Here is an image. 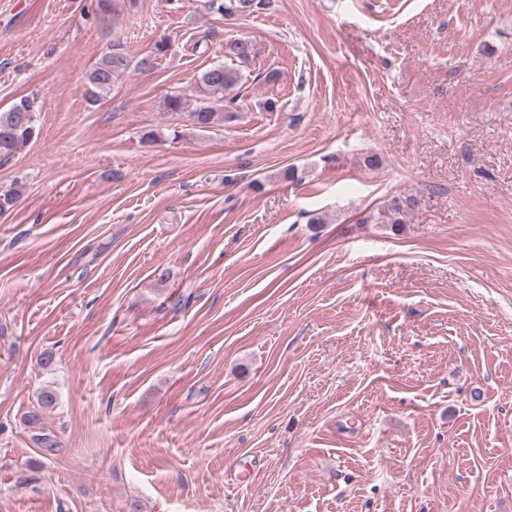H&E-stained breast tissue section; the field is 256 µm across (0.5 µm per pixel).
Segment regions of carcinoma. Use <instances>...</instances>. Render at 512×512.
Segmentation results:
<instances>
[{
    "label": "carcinoma",
    "mask_w": 512,
    "mask_h": 512,
    "mask_svg": "<svg viewBox=\"0 0 512 512\" xmlns=\"http://www.w3.org/2000/svg\"><path fill=\"white\" fill-rule=\"evenodd\" d=\"M209 6L223 17L252 15L266 10L270 0H209ZM257 50L251 40L237 38L224 44V61L216 62L201 70L195 78L194 106L181 93H171L166 98L170 112L187 113L191 125L210 128L224 124L233 117L234 99H224V92L238 85L243 79L242 69L247 67ZM131 60L118 45L104 52L87 74L86 95L88 102L98 104L108 97L114 82L130 67ZM40 104L36 96H23L7 111L0 112V161H9L38 135L37 117ZM22 183L15 181L0 190V214L12 209L20 196ZM414 205L410 198H394L387 208L365 218L375 224H400L401 214ZM39 452L50 458L60 452L58 441L46 434L37 435Z\"/></svg>",
    "instance_id": "obj_1"
}]
</instances>
